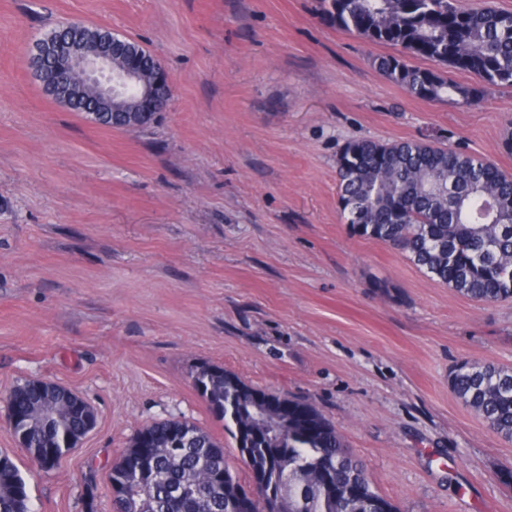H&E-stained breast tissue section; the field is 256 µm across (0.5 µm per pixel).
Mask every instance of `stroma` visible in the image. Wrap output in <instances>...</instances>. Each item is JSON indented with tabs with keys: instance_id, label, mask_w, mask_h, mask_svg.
<instances>
[{
	"instance_id": "1",
	"label": "stroma",
	"mask_w": 512,
	"mask_h": 512,
	"mask_svg": "<svg viewBox=\"0 0 512 512\" xmlns=\"http://www.w3.org/2000/svg\"><path fill=\"white\" fill-rule=\"evenodd\" d=\"M315 0H0V454L33 512H117L108 475L144 426L186 420L251 472L193 386L203 364L313 404L399 512H512V440L448 385L461 360L512 369V300L480 303L353 234L336 157L416 139L512 173V86L460 107L410 96ZM138 41L166 68L147 127L95 125L28 59L59 22ZM97 424L49 471L7 423L29 380Z\"/></svg>"
}]
</instances>
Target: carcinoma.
I'll return each mask as SVG.
<instances>
[{
  "mask_svg": "<svg viewBox=\"0 0 512 512\" xmlns=\"http://www.w3.org/2000/svg\"><path fill=\"white\" fill-rule=\"evenodd\" d=\"M329 24L371 44L393 46L395 55L373 59L377 71L423 100L444 98L460 106L479 100V89L450 79L448 70L470 72L482 85L512 86V11L488 0L464 8L456 0H317ZM84 46L95 49L111 32L71 24ZM429 60L422 69L408 58ZM338 205L352 233L399 250L431 279L457 293L486 303L512 298V174L485 157L421 140L346 143L336 159ZM238 376L200 369L193 386L212 413L224 421L252 480L267 478L265 491L288 497L293 512H397L372 485L362 463L346 449L336 429L309 403H286L305 416L288 428L287 454L277 438L257 425L253 401L239 390ZM451 390L489 428L512 439V370L475 367L462 360L448 373ZM46 385L19 386L16 410L38 407ZM83 427L82 415L45 416L25 433L21 445L49 448L54 455L71 449ZM180 434L183 448L153 457L149 475L128 471L127 458L149 437L165 442ZM326 471L336 494L323 491L314 477ZM224 473L241 488L224 454V445L194 424L162 420L141 429L112 465L117 487L147 483L148 494L117 502L118 512H224L225 494L208 482ZM23 480L11 460L0 466V512H31L29 499L12 493Z\"/></svg>",
  "mask_w": 512,
  "mask_h": 512,
  "instance_id": "1",
  "label": "carcinoma"
}]
</instances>
